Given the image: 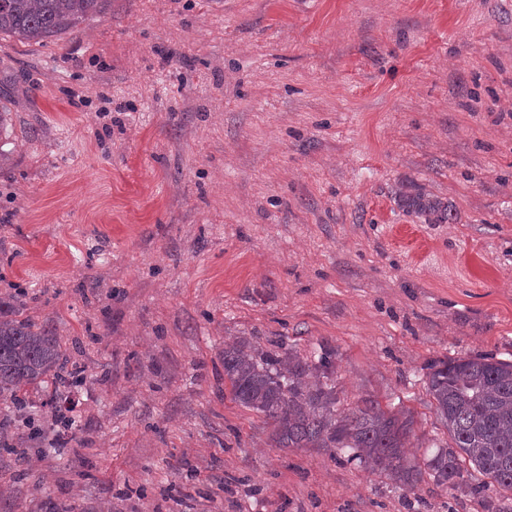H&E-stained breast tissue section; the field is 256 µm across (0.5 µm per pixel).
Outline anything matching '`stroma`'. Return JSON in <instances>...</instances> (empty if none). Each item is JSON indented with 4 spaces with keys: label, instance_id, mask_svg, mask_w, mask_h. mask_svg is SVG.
I'll list each match as a JSON object with an SVG mask.
<instances>
[{
    "label": "stroma",
    "instance_id": "1",
    "mask_svg": "<svg viewBox=\"0 0 512 512\" xmlns=\"http://www.w3.org/2000/svg\"><path fill=\"white\" fill-rule=\"evenodd\" d=\"M1 104L0 297L82 373L0 397V512H485L275 447L224 349L329 353L337 409L448 445L430 363L512 361V0H111L0 34ZM404 205L418 215L426 216L428 224H441L448 220V205L422 194L406 196Z\"/></svg>",
    "mask_w": 512,
    "mask_h": 512
}]
</instances>
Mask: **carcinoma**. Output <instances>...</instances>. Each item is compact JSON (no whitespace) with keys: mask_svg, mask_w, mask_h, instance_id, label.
<instances>
[{"mask_svg":"<svg viewBox=\"0 0 512 512\" xmlns=\"http://www.w3.org/2000/svg\"><path fill=\"white\" fill-rule=\"evenodd\" d=\"M109 0H0V33L41 44L106 11ZM426 222L448 220V206L422 194L404 199ZM68 359L55 333L18 318L16 305L0 299V396L41 387L53 378L67 385ZM329 357L311 364L291 350L224 348V379L233 400L262 415L278 448H329L378 470L410 490L429 477L437 485L482 499L486 512H501L512 495V363L487 357L440 360L430 366L427 391L451 445L424 465L404 458L415 423L411 412L383 408L371 398L349 412L336 409V392L310 380L327 371Z\"/></svg>","mask_w":512,"mask_h":512,"instance_id":"obj_1","label":"carcinoma"}]
</instances>
